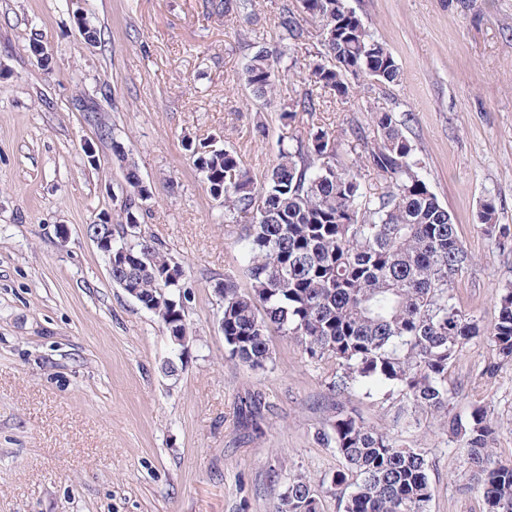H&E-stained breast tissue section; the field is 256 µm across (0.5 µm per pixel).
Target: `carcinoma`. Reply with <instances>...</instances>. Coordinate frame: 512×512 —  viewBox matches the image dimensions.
Returning a JSON list of instances; mask_svg holds the SVG:
<instances>
[{"label": "carcinoma", "instance_id": "1", "mask_svg": "<svg viewBox=\"0 0 512 512\" xmlns=\"http://www.w3.org/2000/svg\"><path fill=\"white\" fill-rule=\"evenodd\" d=\"M304 13L320 23V49L309 73V87L288 99L281 119L317 111L315 91L328 89L351 97L349 79H374L392 86L401 71L391 52L364 26L345 0H300ZM253 0H220L215 7L237 15ZM277 27L288 46L304 44L311 32L288 4L279 8ZM282 58L264 46L251 55L245 79L253 97L276 92ZM376 112L373 135L359 125L342 143L318 129L305 139L279 146L276 164L262 184L231 151L207 142L195 146L193 164L224 214L249 219L248 256L242 289L226 278L224 342L230 358L249 369L271 360L268 336L276 329L295 337L312 357L331 356L343 370L333 388L377 379L401 389L423 411L448 412V370L456 353L484 337L498 353L484 375L492 378L512 362V287L498 291L499 314L490 331L457 308L454 281L469 256L451 214L429 189L421 162L404 125L383 108ZM363 147L344 162L342 146ZM373 176L380 191L367 185ZM131 191L115 202L124 219L112 225L115 248L126 254V270L112 278L129 279L145 306L165 328L187 333L185 309L170 310L174 287L164 275L178 265L139 230V213L151 198L128 165ZM479 228L498 249L512 252V230L498 223L495 203L478 212ZM461 438L471 488L482 494L487 512H512V463L493 452L494 431L487 408L473 406L467 423L451 421ZM320 441L334 445L346 471L337 486H353L341 499L343 512H429L432 487L425 455L377 431L342 407ZM277 512H319V500L306 480L288 479Z\"/></svg>", "mask_w": 512, "mask_h": 512}]
</instances>
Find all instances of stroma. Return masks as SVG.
Returning a JSON list of instances; mask_svg holds the SVG:
<instances>
[{"mask_svg": "<svg viewBox=\"0 0 512 512\" xmlns=\"http://www.w3.org/2000/svg\"><path fill=\"white\" fill-rule=\"evenodd\" d=\"M285 1L299 2L255 0L251 18L230 21L208 0H0V512H276L295 475L321 512H342L332 479L345 464L318 440L339 403L424 450L429 512H485L448 418L487 405L495 451L512 461V366L485 377L498 357L472 339L448 371L442 414L374 380L332 392L335 358L309 357L278 332L266 367L238 364L213 287L227 277L247 287L246 221L209 195L187 144L215 140L260 180L280 139L372 127L368 101L392 111L469 255L455 303L491 326L512 252L483 237L477 213L493 198L512 226V0H346L402 79L389 89L360 80L344 103L323 91L317 112L289 123L281 108L302 91L317 40L286 52L269 100L253 99L244 81L254 46L276 47ZM79 12L101 44L84 40ZM79 97L97 103V117L75 109ZM101 121L111 138H99ZM116 141L125 159L113 155ZM129 160L152 191L142 232L184 269V348L113 285L84 233L104 215L120 223L112 198L128 188ZM256 394L266 407L248 427L242 414Z\"/></svg>", "mask_w": 512, "mask_h": 512, "instance_id": "obj_1", "label": "stroma"}]
</instances>
